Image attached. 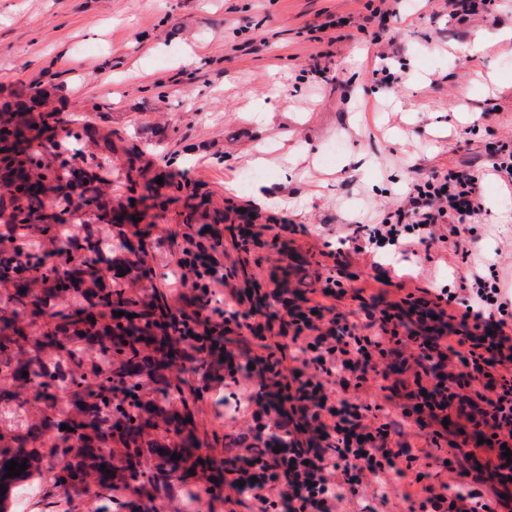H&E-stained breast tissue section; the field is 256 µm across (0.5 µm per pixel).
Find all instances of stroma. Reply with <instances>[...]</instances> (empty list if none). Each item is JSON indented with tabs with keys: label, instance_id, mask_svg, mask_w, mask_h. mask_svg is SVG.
Returning <instances> with one entry per match:
<instances>
[{
	"label": "stroma",
	"instance_id": "1",
	"mask_svg": "<svg viewBox=\"0 0 512 512\" xmlns=\"http://www.w3.org/2000/svg\"><path fill=\"white\" fill-rule=\"evenodd\" d=\"M447 2L406 0L375 44L359 29L369 0H0V104L21 87L43 90L71 128L111 131L112 200L127 193L126 150L138 155L168 200L144 217L151 265L165 264V229L210 224L224 239L228 287L318 288L331 277L347 290L338 309L361 315L458 286L466 268L442 243L407 262L354 251L335 259L326 244L352 224L381 221L416 180L490 169L499 145H512V39L499 37L512 29V0L464 21ZM331 15L347 20L333 43L316 33ZM476 36L487 44L478 59L463 51ZM383 53L389 84L377 73ZM257 103L266 123L253 117ZM259 154V194L228 189ZM507 197L487 178L483 216L460 235L512 287ZM284 218L299 233L275 234ZM243 225L256 239L245 249ZM237 391L227 377L204 394L200 431L221 439L234 430ZM56 468L44 456L56 512H93L94 492L55 487Z\"/></svg>",
	"mask_w": 512,
	"mask_h": 512
}]
</instances>
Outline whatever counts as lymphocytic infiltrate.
Returning a JSON list of instances; mask_svg holds the SVG:
<instances>
[{"instance_id": "lymphocytic-infiltrate-1", "label": "lymphocytic infiltrate", "mask_w": 512, "mask_h": 512, "mask_svg": "<svg viewBox=\"0 0 512 512\" xmlns=\"http://www.w3.org/2000/svg\"><path fill=\"white\" fill-rule=\"evenodd\" d=\"M481 182V175L465 171L431 174L412 185L395 221L356 224L347 237L400 258L437 240L470 259L459 288L434 292L430 308L409 296L405 311L390 306L367 313L360 324L328 313L322 302L301 307L285 299L284 289L268 291L284 310L281 322L292 331L289 357L299 368L289 377L276 360L229 366L245 430L223 452L234 461L236 500L248 512H337L344 504L350 512H369L393 492L404 512H497L493 500L462 482H435L420 473L410 480L412 491L396 489L407 478L405 464L416 460L402 439L405 430L430 428L462 389L473 392L470 406L480 416L483 438L496 448L512 447V292L499 274H482L458 232L483 211ZM166 245L174 294L190 304L175 310L176 330L203 382L220 380L201 341L219 343L228 324L261 335L259 313L243 310L234 290L222 306L214 305L225 280L219 235L170 236ZM451 305L460 310L453 330L443 321ZM408 315L423 332L401 334ZM435 316L441 319L436 326L430 323ZM391 358L414 377L405 401L389 397L371 406L347 397L348 388L363 386Z\"/></svg>"}]
</instances>
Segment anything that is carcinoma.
Masks as SVG:
<instances>
[{"label": "carcinoma", "mask_w": 512, "mask_h": 512, "mask_svg": "<svg viewBox=\"0 0 512 512\" xmlns=\"http://www.w3.org/2000/svg\"><path fill=\"white\" fill-rule=\"evenodd\" d=\"M16 123L0 129V177L9 190L0 210L56 244L53 258L32 256L28 265L15 254L0 253V278L11 288V316H0V512L10 493L33 487L41 474L38 449L48 446L59 459L54 480L63 488L93 483L98 512H138L141 505L112 499L118 483H140L141 496L164 498L173 479L183 478L184 512H199L201 494L224 485V463L207 454L193 411L182 388L172 384V367L184 359V344L174 335L172 312L161 296L143 300L121 282L125 266L105 257L100 236L83 231L56 238L60 213L46 195L66 199L74 192L102 221L126 238L125 247L138 275L153 277L147 265L146 233L126 236L125 227L142 218L138 206L152 197L153 186L135 174L128 159L126 201L112 204L100 188L98 166L84 152L86 141L112 152V137L96 131L73 133L57 109H16ZM68 296L66 311L49 312L51 302ZM124 312L121 317L117 312ZM47 316L60 323L33 339L27 320ZM83 341L94 350L71 349ZM28 376H23V372ZM30 387L44 410L34 422L23 418L20 389ZM67 428H62V425ZM181 455L175 460L173 454ZM27 462L17 477H6V464ZM194 469L211 471L206 487L186 482Z\"/></svg>", "instance_id": "1"}]
</instances>
